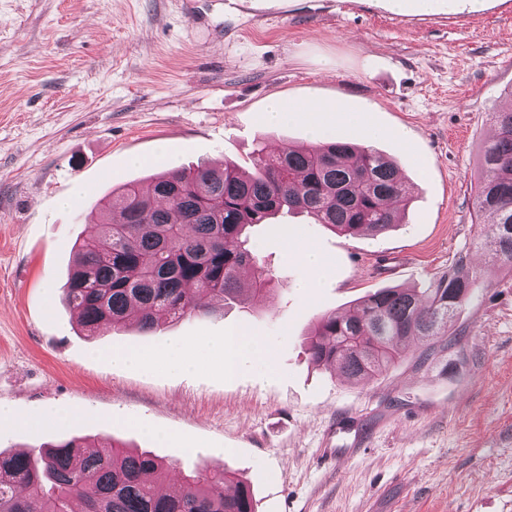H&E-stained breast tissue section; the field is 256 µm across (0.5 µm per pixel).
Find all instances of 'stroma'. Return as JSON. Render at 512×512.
<instances>
[{"mask_svg":"<svg viewBox=\"0 0 512 512\" xmlns=\"http://www.w3.org/2000/svg\"><path fill=\"white\" fill-rule=\"evenodd\" d=\"M512 89V0L392 12L388 0H0V450L115 440L175 470L223 466L256 512H512V272L471 249L479 156ZM317 99L381 129L410 188L387 233L344 237L303 214L255 226L274 274L250 305L215 303L160 334L87 335L64 300L87 215L112 189L179 166L307 143L270 99ZM404 129L408 145L392 132ZM317 248L310 294L295 252ZM470 253L490 280L433 350L410 344L351 383L313 364L316 319L366 292L423 287ZM250 330L264 357L172 373L160 347ZM149 355L113 366L107 351ZM346 449L332 461L327 451ZM310 271V277L304 288H309L311 293H315L319 288H323L327 281L328 265L326 260L314 248L308 247L295 256Z\"/></svg>","mask_w":512,"mask_h":512,"instance_id":"obj_1","label":"stroma"}]
</instances>
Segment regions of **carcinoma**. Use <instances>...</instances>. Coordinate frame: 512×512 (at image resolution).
<instances>
[{
	"label": "carcinoma",
	"instance_id": "cac0c4a2",
	"mask_svg": "<svg viewBox=\"0 0 512 512\" xmlns=\"http://www.w3.org/2000/svg\"><path fill=\"white\" fill-rule=\"evenodd\" d=\"M475 186L486 228L475 248L485 263L512 270V108L490 113ZM252 172L231 161L160 172L145 188L130 182L99 207L98 231L77 242V269L65 301L90 334L134 322L155 333L199 302L246 303L272 291L271 269L248 247V229L280 213H305L344 236L393 227L407 188L397 164L370 145L336 136L276 153L260 147ZM490 287L482 271H448L423 288H380L349 313L322 314L308 340L310 360L360 381L382 372L420 340L432 347L455 317ZM160 456L110 442L72 438L16 453L0 451V512H255L226 469L178 473L176 495L157 486L170 476Z\"/></svg>",
	"mask_w": 512,
	"mask_h": 512
}]
</instances>
